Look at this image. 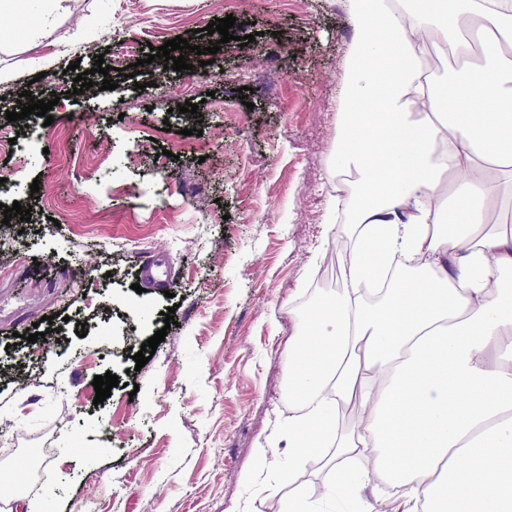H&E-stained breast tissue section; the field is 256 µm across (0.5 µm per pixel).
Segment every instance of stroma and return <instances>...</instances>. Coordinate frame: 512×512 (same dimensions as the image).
Instances as JSON below:
<instances>
[{"label": "stroma", "mask_w": 512, "mask_h": 512, "mask_svg": "<svg viewBox=\"0 0 512 512\" xmlns=\"http://www.w3.org/2000/svg\"><path fill=\"white\" fill-rule=\"evenodd\" d=\"M46 5L0 10V128L16 136L0 148V203L31 210L0 223V365L33 369L0 390V467L37 455L13 494L35 512H348L322 459L289 447L286 392L301 309L340 286L327 166L352 16L341 0H67L52 36L13 38ZM229 15L213 64L148 61L178 35L208 46V23ZM99 54L111 71L94 82L117 88L71 95L72 64ZM25 91L54 101L52 124L7 120ZM188 101L197 113L176 112ZM154 257L173 283L136 293ZM37 328L45 340L27 342ZM108 372L119 385L95 403Z\"/></svg>", "instance_id": "stroma-1"}]
</instances>
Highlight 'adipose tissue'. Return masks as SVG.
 Returning a JSON list of instances; mask_svg holds the SVG:
<instances>
[{
	"label": "adipose tissue",
	"mask_w": 512,
	"mask_h": 512,
	"mask_svg": "<svg viewBox=\"0 0 512 512\" xmlns=\"http://www.w3.org/2000/svg\"><path fill=\"white\" fill-rule=\"evenodd\" d=\"M344 6L356 50L331 171L365 203L336 227L353 242L342 288L288 351V432L306 448L328 428L324 468L357 506L512 512V0ZM432 44L455 59L444 74Z\"/></svg>",
	"instance_id": "1"
}]
</instances>
